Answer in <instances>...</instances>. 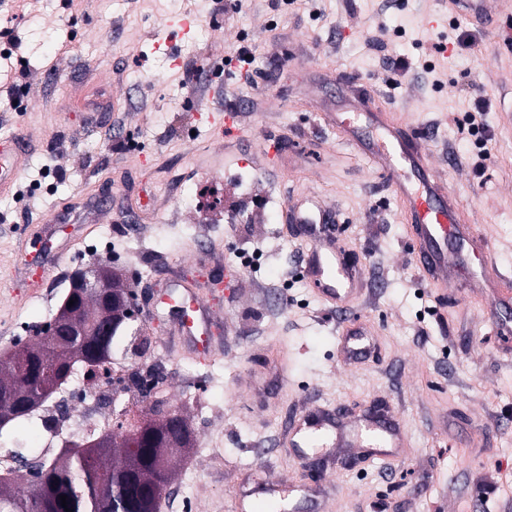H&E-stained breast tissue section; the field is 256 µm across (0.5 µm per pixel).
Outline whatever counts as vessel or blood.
I'll return each instance as SVG.
<instances>
[{
	"label": "vessel or blood",
	"mask_w": 512,
	"mask_h": 512,
	"mask_svg": "<svg viewBox=\"0 0 512 512\" xmlns=\"http://www.w3.org/2000/svg\"><path fill=\"white\" fill-rule=\"evenodd\" d=\"M443 10L488 27L499 25L491 7L493 0H439ZM191 23L184 18H170L163 28L151 32L154 49L163 51L173 65L181 59L173 47L176 39L189 33ZM337 89L352 94L353 111L324 112L320 118L336 127L344 144L365 157L375 159L378 174L399 200L407 216L414 265L427 283L446 290L448 301L468 294H482L487 323L493 335L503 343L504 356H512V276L503 273L494 260V248L480 225L471 222L452 183L436 174L430 165L425 130L394 118L391 109L366 102L360 95L359 80L350 75L332 77ZM238 114L227 106L211 112L209 123L224 136L236 137ZM25 155V138L17 135L0 142V194L16 183ZM283 221L292 237L307 243L308 251L302 274L325 304L346 309L358 302L365 290L363 269L357 259L343 250L337 237L339 228L329 227L322 206L316 199L300 205L286 204ZM169 285L179 300L171 304L167 319L187 343L208 335L213 309L206 295L178 278ZM373 338L367 329L342 327L337 351L343 365H350L371 352ZM341 410L314 404L302 414L294 432L286 435L284 445L296 460L306 451L324 456L335 448H367L371 459L399 456L407 446L400 423H387L365 416L355 428L340 422ZM264 490L249 502L234 500L232 512H268L271 504L287 499L295 489L285 476H266Z\"/></svg>",
	"instance_id": "vessel-or-blood-1"
}]
</instances>
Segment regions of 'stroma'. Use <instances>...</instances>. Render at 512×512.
Here are the masks:
<instances>
[{"instance_id":"35a3bbf8","label":"stroma","mask_w":512,"mask_h":512,"mask_svg":"<svg viewBox=\"0 0 512 512\" xmlns=\"http://www.w3.org/2000/svg\"><path fill=\"white\" fill-rule=\"evenodd\" d=\"M185 8L184 0H25L20 17L0 10V29L22 42L10 59L13 78L0 82V108L14 104L15 92L29 98L26 111L0 122V141L21 132L29 139L14 191L0 195V353L33 340V327L49 322L70 287L60 282L53 299L31 293L18 259L22 240L43 237L51 212L59 214L58 267L110 264L138 293L164 266L223 279V269L209 267L213 253L237 269L214 295L224 320L219 361L183 354L168 322L145 309L144 354L126 353L120 339L112 348L113 366L124 369L167 357L168 377L154 394L192 431L159 512H228L265 473L303 489L323 484L328 512H512V359L487 335L480 298L451 309L418 278L406 220L376 163L341 144L316 113L343 104L324 81L337 71L424 127L434 170L512 274V0H502L500 29H476L469 49L454 43L466 22L423 25L438 0H237L218 13L201 9L177 43L186 68L205 66L225 28L235 33L231 48L253 47L269 25L283 35L284 64L273 79L262 77L267 51L255 49L259 81L237 73L226 85L225 102L254 105L230 142L187 109L179 68L148 41L157 19ZM293 46L307 65L287 64ZM62 52L70 64L47 72V59ZM398 57L408 70L387 67ZM117 69L128 108L87 129L84 106L98 91L112 93L102 77ZM480 96L490 109L474 134L468 117ZM133 128L137 150L125 142ZM202 183L220 189L219 205L198 198ZM311 194L344 225L343 245L369 288L351 314L372 332L375 353L349 366L336 355L341 315L301 278V245L275 218ZM15 324L24 333L10 335ZM382 400L404 424L405 458L354 459L325 483L319 465L295 463L281 444L307 405L355 415ZM477 423L486 435L480 447L471 442Z\"/></svg>"}]
</instances>
